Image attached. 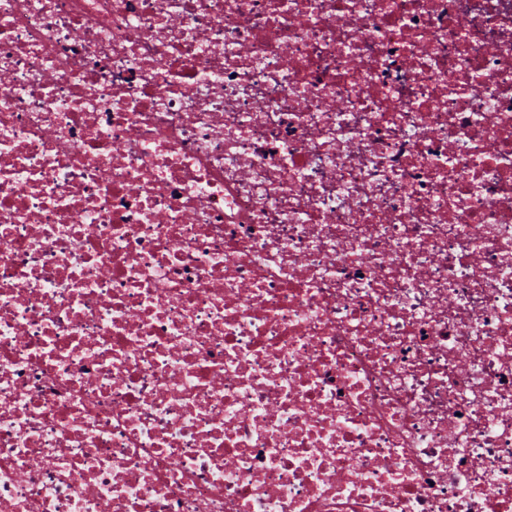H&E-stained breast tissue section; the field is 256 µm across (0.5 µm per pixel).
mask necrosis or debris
Masks as SVG:
<instances>
[{"label":"necrosis or debris","instance_id":"obj_1","mask_svg":"<svg viewBox=\"0 0 512 512\" xmlns=\"http://www.w3.org/2000/svg\"><path fill=\"white\" fill-rule=\"evenodd\" d=\"M0 512H512V0H0Z\"/></svg>","mask_w":512,"mask_h":512}]
</instances>
